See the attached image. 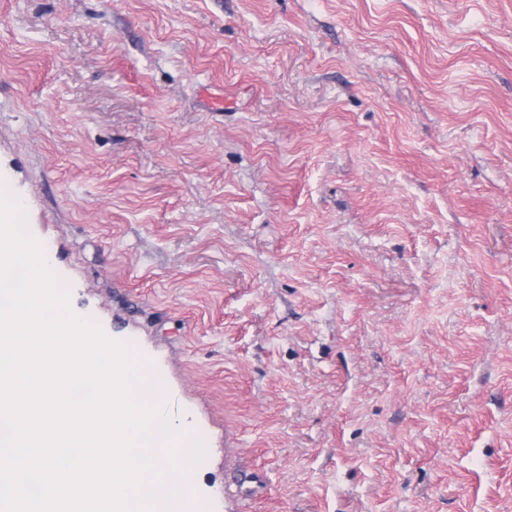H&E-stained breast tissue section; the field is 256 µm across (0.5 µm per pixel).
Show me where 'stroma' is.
Here are the masks:
<instances>
[{
    "mask_svg": "<svg viewBox=\"0 0 512 512\" xmlns=\"http://www.w3.org/2000/svg\"><path fill=\"white\" fill-rule=\"evenodd\" d=\"M0 175L190 512H512V0H0Z\"/></svg>",
    "mask_w": 512,
    "mask_h": 512,
    "instance_id": "stroma-1",
    "label": "stroma"
}]
</instances>
